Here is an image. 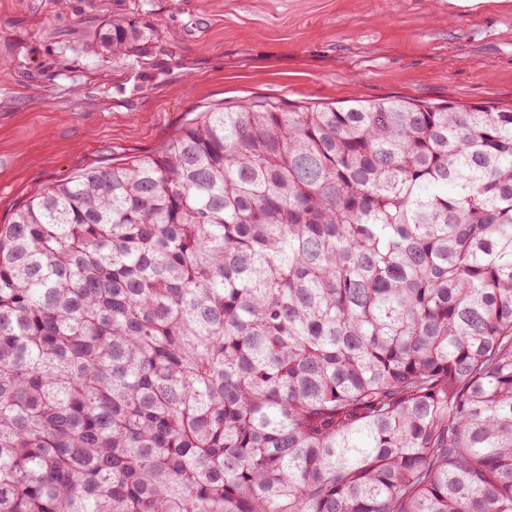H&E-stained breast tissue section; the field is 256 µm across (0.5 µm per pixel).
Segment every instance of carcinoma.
<instances>
[{"instance_id":"obj_1","label":"carcinoma","mask_w":512,"mask_h":512,"mask_svg":"<svg viewBox=\"0 0 512 512\" xmlns=\"http://www.w3.org/2000/svg\"><path fill=\"white\" fill-rule=\"evenodd\" d=\"M0 512H512V110L218 108L25 203Z\"/></svg>"}]
</instances>
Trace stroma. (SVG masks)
<instances>
[{
    "label": "stroma",
    "mask_w": 512,
    "mask_h": 512,
    "mask_svg": "<svg viewBox=\"0 0 512 512\" xmlns=\"http://www.w3.org/2000/svg\"><path fill=\"white\" fill-rule=\"evenodd\" d=\"M146 51L112 63L110 22ZM386 99L512 110V0H0V224L201 112Z\"/></svg>",
    "instance_id": "1"
}]
</instances>
